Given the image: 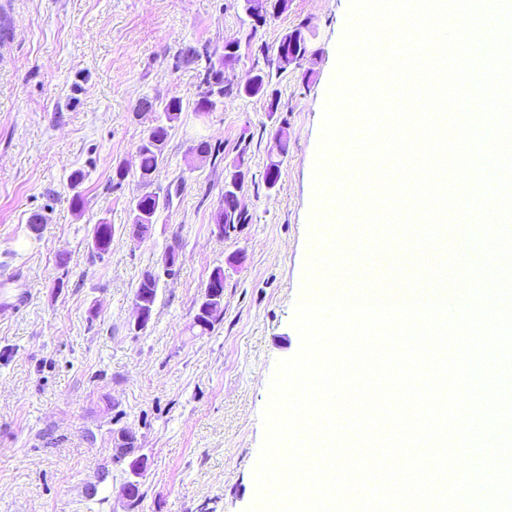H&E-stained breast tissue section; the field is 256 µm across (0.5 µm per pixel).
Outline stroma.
<instances>
[{
    "instance_id": "1",
    "label": "stroma",
    "mask_w": 512,
    "mask_h": 512,
    "mask_svg": "<svg viewBox=\"0 0 512 512\" xmlns=\"http://www.w3.org/2000/svg\"><path fill=\"white\" fill-rule=\"evenodd\" d=\"M349 4L290 0L256 28L241 0H0L12 32L0 40V512H249L271 379L300 349L295 306L320 252L309 239L315 160ZM298 27L309 53L273 76L277 111L232 95L195 112L200 77L174 67L181 49L240 40L225 76L242 84ZM173 96L183 110L147 187L137 147L154 116L138 105ZM282 135L288 154L270 188ZM201 138L222 144L218 159L192 152ZM239 158L251 221L224 238L212 216ZM120 165L128 176L116 187ZM147 189L172 203L135 241L131 200ZM101 222L112 250L99 258L90 241ZM219 267L223 318L194 334ZM148 270L157 298L138 331L134 293ZM119 429L149 463L132 511L121 496L128 463L112 458Z\"/></svg>"
}]
</instances>
